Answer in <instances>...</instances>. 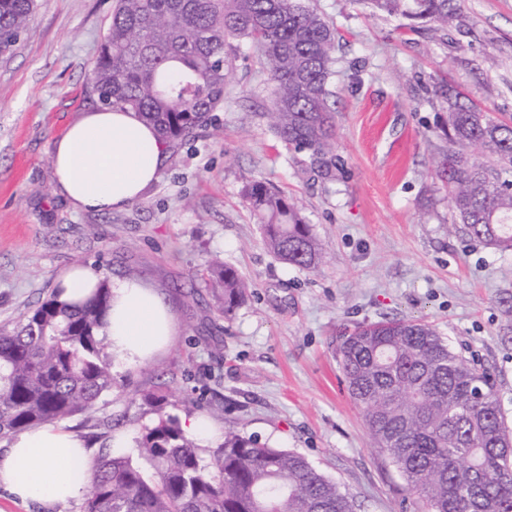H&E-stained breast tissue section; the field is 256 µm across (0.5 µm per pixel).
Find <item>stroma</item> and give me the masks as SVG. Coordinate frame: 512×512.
Masks as SVG:
<instances>
[{"label": "stroma", "instance_id": "1", "mask_svg": "<svg viewBox=\"0 0 512 512\" xmlns=\"http://www.w3.org/2000/svg\"><path fill=\"white\" fill-rule=\"evenodd\" d=\"M114 0H37L26 33L0 54V327L92 264L109 283L135 278L163 295L177 334L152 361L111 357L112 389L65 418L95 455L136 439L155 414L143 395L167 386L165 413L203 416L212 449L234 427L303 454L340 484L356 512H426L386 454L337 362L341 336L387 318L432 325L491 372L512 428V252L449 235L448 192L434 173L458 88L512 116V0H463L447 30L405 33L363 0H311L340 35L335 95L338 171L288 148L265 117L271 86L252 44L235 40L233 83L212 122L171 145L158 181L120 210H75L55 192L53 143L98 103L87 80ZM262 179L296 199L328 257L317 272L279 260L243 196ZM223 258L248 285L232 315L201 278Z\"/></svg>", "mask_w": 512, "mask_h": 512}]
</instances>
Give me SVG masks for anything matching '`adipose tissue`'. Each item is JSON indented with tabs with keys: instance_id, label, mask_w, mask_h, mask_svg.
<instances>
[{
	"instance_id": "1",
	"label": "adipose tissue",
	"mask_w": 512,
	"mask_h": 512,
	"mask_svg": "<svg viewBox=\"0 0 512 512\" xmlns=\"http://www.w3.org/2000/svg\"><path fill=\"white\" fill-rule=\"evenodd\" d=\"M167 148L155 127L135 113L101 106L85 112L56 139V191L74 207L106 213L141 198L157 181ZM102 275L74 265L57 274L59 300L79 306L93 296ZM104 334L110 351L130 360L151 358L176 334L163 298L136 280L111 287ZM93 452L64 425L23 431L0 451V488L17 502L64 506L90 486Z\"/></svg>"
}]
</instances>
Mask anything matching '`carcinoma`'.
I'll use <instances>...</instances> for the list:
<instances>
[{
	"instance_id": "carcinoma-1",
	"label": "carcinoma",
	"mask_w": 512,
	"mask_h": 512,
	"mask_svg": "<svg viewBox=\"0 0 512 512\" xmlns=\"http://www.w3.org/2000/svg\"><path fill=\"white\" fill-rule=\"evenodd\" d=\"M461 0H370L389 16L433 31L455 17ZM36 0H0V53L28 28ZM246 38L266 63L271 111L264 113L287 145L310 152L324 177L336 169L330 104L336 28L307 0H115L112 20L87 80L101 103L133 111L170 143L207 125L231 81V40ZM448 104L447 148L437 176L448 187L463 235L512 251V118L491 115L462 91L441 85ZM480 146L493 157L477 159ZM244 196L280 260L318 271L326 251L296 201L254 180ZM209 273L221 286L222 313L244 300L238 272L215 257ZM111 299L107 281L82 306L51 295L13 327L0 328V439L93 407L111 389V362L101 330ZM350 397L370 437L428 512H512V447L491 374L455 352L431 325L389 319L356 326L338 348ZM486 397L475 399V386ZM157 420L137 445L149 477L125 456L96 465L83 512H355L353 500L302 454L229 429L208 451L163 412V390L145 395Z\"/></svg>"
}]
</instances>
